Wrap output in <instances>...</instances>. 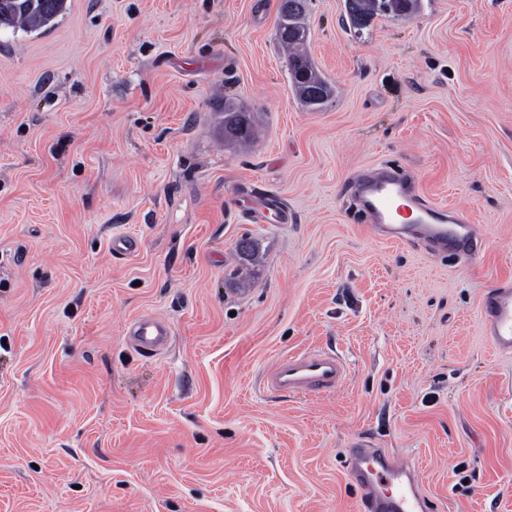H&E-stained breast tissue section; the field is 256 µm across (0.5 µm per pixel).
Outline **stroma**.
Segmentation results:
<instances>
[{"mask_svg":"<svg viewBox=\"0 0 512 512\" xmlns=\"http://www.w3.org/2000/svg\"><path fill=\"white\" fill-rule=\"evenodd\" d=\"M279 4L67 0L0 29V512H361L364 434L440 512H512V355L479 313L512 281V0L360 29L311 0L316 109ZM228 97L260 115L251 145L224 140ZM385 163L466 206L477 262L365 229L350 184ZM147 315L172 329L154 357L127 336ZM313 349L346 360L340 389L260 386ZM284 1H288V10L285 11L281 3L278 35L281 44L288 48L287 70L291 88L303 106L316 108L323 105L332 96L333 89L325 77L314 68L309 57L307 60L303 58L302 53L306 54L304 45L307 40V16L310 1ZM303 67L306 69V75L299 79L295 73ZM316 92H322L324 95L316 96Z\"/></svg>","mask_w":512,"mask_h":512,"instance_id":"1","label":"stroma"}]
</instances>
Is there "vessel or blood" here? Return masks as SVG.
<instances>
[{
  "label": "vessel or blood",
  "mask_w": 512,
  "mask_h": 512,
  "mask_svg": "<svg viewBox=\"0 0 512 512\" xmlns=\"http://www.w3.org/2000/svg\"><path fill=\"white\" fill-rule=\"evenodd\" d=\"M358 211L374 235L391 243L416 244L445 254L464 252L476 258L483 239L468 210L429 203L412 177L394 167L368 169L353 184ZM482 330L492 349L512 353V283H500L485 296L480 309ZM172 335L169 325L154 316L132 321L128 336L136 350L155 353ZM343 360L333 352L292 354L278 359L267 372L269 388L291 398L337 390L345 379ZM347 469L362 492L363 512H434L418 487L410 461L390 457L370 441L353 442Z\"/></svg>",
  "instance_id": "obj_1"
}]
</instances>
